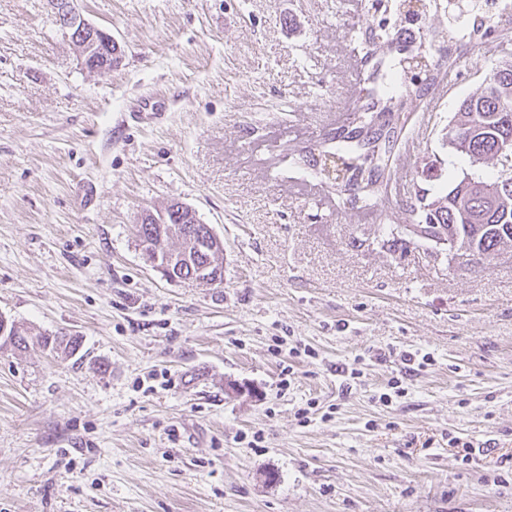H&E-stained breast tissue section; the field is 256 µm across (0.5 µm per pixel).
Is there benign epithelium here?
I'll return each instance as SVG.
<instances>
[{"instance_id": "7a95c632", "label": "benign epithelium", "mask_w": 512, "mask_h": 512, "mask_svg": "<svg viewBox=\"0 0 512 512\" xmlns=\"http://www.w3.org/2000/svg\"><path fill=\"white\" fill-rule=\"evenodd\" d=\"M102 30L89 22L80 27V35L74 37L72 44L80 58H85L94 47L97 36ZM179 238L185 243V248L179 251L160 250L155 246V239H164L165 235ZM142 246L146 261L165 277L177 281H189L204 284H216L219 275L211 273L215 262L209 260L204 264L197 261L203 254L210 256L223 250L221 239L207 224H172L168 214L161 215L157 229L147 227L141 231Z\"/></svg>"}]
</instances>
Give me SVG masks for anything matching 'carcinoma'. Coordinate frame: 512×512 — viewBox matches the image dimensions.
Listing matches in <instances>:
<instances>
[{
	"instance_id": "1",
	"label": "carcinoma",
	"mask_w": 512,
	"mask_h": 512,
	"mask_svg": "<svg viewBox=\"0 0 512 512\" xmlns=\"http://www.w3.org/2000/svg\"><path fill=\"white\" fill-rule=\"evenodd\" d=\"M379 2L371 0L370 19L359 36L368 66L360 105L347 124L294 159L298 168L324 180L332 164L336 196L364 207L377 206L388 193L394 149L411 114L457 67L459 52L512 33V27L500 26L503 17L512 16L501 0H390L382 11ZM89 55L98 67L110 69L118 61L104 43ZM443 144L491 173L465 172L435 198L416 187L406 203L411 216L406 230L424 243L449 233L463 254L490 259L512 246V176H503L499 156L503 148L512 149V58L494 64L462 100L445 127ZM41 343L72 355L82 337L43 336Z\"/></svg>"
}]
</instances>
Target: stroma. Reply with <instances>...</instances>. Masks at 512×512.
<instances>
[{"instance_id": "stroma-1", "label": "stroma", "mask_w": 512, "mask_h": 512, "mask_svg": "<svg viewBox=\"0 0 512 512\" xmlns=\"http://www.w3.org/2000/svg\"><path fill=\"white\" fill-rule=\"evenodd\" d=\"M78 5L112 69L85 68L47 0H0V314L34 333L0 345V512H512V248L378 233L384 209L409 224L421 159L443 163L435 194L469 168L443 129L512 42L463 53L367 209L290 154L358 104L368 0ZM154 93L162 119H135ZM173 202L222 240L223 285L146 263L134 226ZM70 332L72 356L37 339Z\"/></svg>"}]
</instances>
